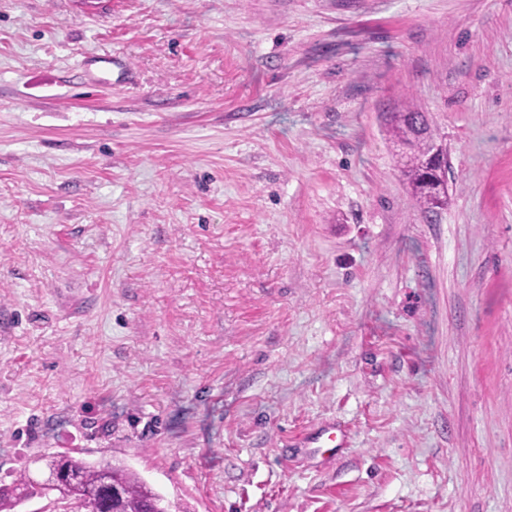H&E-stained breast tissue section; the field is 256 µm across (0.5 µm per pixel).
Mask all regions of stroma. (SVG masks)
<instances>
[{
	"instance_id": "stroma-1",
	"label": "stroma",
	"mask_w": 512,
	"mask_h": 512,
	"mask_svg": "<svg viewBox=\"0 0 512 512\" xmlns=\"http://www.w3.org/2000/svg\"><path fill=\"white\" fill-rule=\"evenodd\" d=\"M64 450L181 512H512V0H0V481ZM422 112H398L392 115L391 132L399 147L401 173L424 212H434L448 203V193H434L423 184L429 145L420 130H428Z\"/></svg>"
}]
</instances>
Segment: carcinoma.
<instances>
[{"instance_id": "obj_1", "label": "carcinoma", "mask_w": 512, "mask_h": 512, "mask_svg": "<svg viewBox=\"0 0 512 512\" xmlns=\"http://www.w3.org/2000/svg\"><path fill=\"white\" fill-rule=\"evenodd\" d=\"M424 128L428 124L421 112L392 115L391 132L400 151L401 173L420 207L429 213L448 203V193H435L423 184L429 153L427 138L420 134ZM40 461L48 471L59 474V479L52 486H43L33 479L29 466H24L11 484L0 487V512H14L22 501L51 493L65 502L70 512H104L103 502L92 490L105 478L121 492L113 505L116 512H166L169 508L144 478L120 460L101 464L51 453Z\"/></svg>"}]
</instances>
